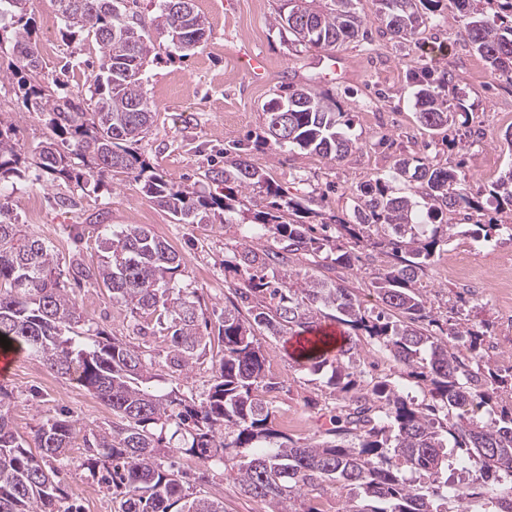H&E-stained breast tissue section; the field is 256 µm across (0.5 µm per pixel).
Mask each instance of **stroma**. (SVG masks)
<instances>
[{"instance_id":"1","label":"stroma","mask_w":512,"mask_h":512,"mask_svg":"<svg viewBox=\"0 0 512 512\" xmlns=\"http://www.w3.org/2000/svg\"><path fill=\"white\" fill-rule=\"evenodd\" d=\"M280 5V0H195L196 11L208 23L207 40L188 54L176 53L147 66L144 91L155 106L157 122L137 143V151L152 171L206 194L213 186L205 171L237 142L241 156L289 196L317 191V210L346 220L352 215L353 191L387 173L397 156L465 172L471 193L483 206L468 219L459 212L449 214L454 234L419 286L440 321L479 315L490 321L498 351H512L506 342L512 329L501 312L512 304V270L500 264L502 255L512 253V210L485 202L488 187L512 168V150L504 140L505 132L512 130V81L494 76L466 46L452 0H446L441 16L427 19L406 40L392 36L377 19L374 0H355L368 35L339 47V54L351 63V73L337 83L325 78L319 65L326 51L291 43L276 23ZM25 9L39 39H53L57 46L48 60L50 69L56 72L64 62H72L75 69L66 76L70 88L88 84L99 62L92 44L47 30V18L57 13L54 0H27ZM248 53L265 59L264 81H253L246 72L243 57ZM425 71L446 77V84L436 90L452 111L467 113V125H452L435 136L422 129L414 94L415 80ZM289 85L309 87L348 113L347 134L361 144V151L338 163L296 147L266 144L263 106ZM0 118L14 123L26 157L24 176L9 193L11 220L49 246L87 329L107 340L116 337L149 347L156 358L164 356L163 343L136 333L135 317L113 303L105 288L73 280L76 264L92 267L100 261L106 230L118 231L127 224L147 226L178 252L185 263L177 276L180 287L185 295H198L206 318L217 322L239 283L224 273L225 257L246 245L236 225L216 217L198 224L177 223L118 176L92 190L45 175L37 166L40 147L50 136L45 118L27 110L9 84L0 85ZM472 219L492 225L488 238L471 235ZM458 262L476 267L480 279L448 275V268ZM261 342L266 373L280 384L269 396L276 429L302 443L329 428L336 395L323 376L298 366L283 338L265 336ZM0 384L13 393L10 415L22 438H31L46 420L66 413L79 420L85 433L112 425L111 410L92 392L28 355L20 356L11 377ZM83 452L84 438L79 435L68 451L71 463L60 473L67 503L80 504L82 512H120V500L78 467ZM191 489L223 502L224 512H267L264 503L241 492L220 469L192 483Z\"/></svg>"}]
</instances>
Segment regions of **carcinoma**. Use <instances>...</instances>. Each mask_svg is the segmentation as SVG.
<instances>
[{
  "label": "carcinoma",
  "instance_id": "carcinoma-1",
  "mask_svg": "<svg viewBox=\"0 0 512 512\" xmlns=\"http://www.w3.org/2000/svg\"><path fill=\"white\" fill-rule=\"evenodd\" d=\"M26 0H0V45L11 46L12 61L0 69L3 80L17 84L27 108L43 114L53 138L39 154L42 172L75 179L85 187L122 174L180 224H193L207 212L234 211L235 195L258 187L279 199L269 211L242 216L243 237L270 232L280 249L247 248L224 261V271L246 274L234 289L248 304L224 307L218 325L219 351L211 356L213 383L206 397L189 401L180 391L144 384L183 373L211 350L201 330L199 301L182 294L176 276L183 258L141 224L112 232L109 256L78 275L101 284L112 300L154 320L168 341L165 361L156 362L140 347L116 337L106 344L86 333L62 331L80 326L78 305L61 281L46 243L4 218L6 192L0 191V336L10 347L39 359L51 371L70 377L93 392L117 421L85 439L88 454L81 466L92 475L109 464L101 483L121 497V512H224L220 503L188 491L189 474L168 454L197 459L198 479L213 466L224 468L246 495L267 504L269 512H321L318 491L334 486L345 493L341 512H448V504L484 505L480 512H512V358L494 359L485 349L482 323L459 319L448 336L436 334L427 300L415 288L432 265L453 225L444 213L472 208L466 175L429 162L398 156L388 174L357 190L353 219L334 225L335 234L317 237L300 221L314 192L289 197L241 156L224 161L205 178L224 186L206 195L159 175L132 149L150 131L155 112L143 91L145 64L159 55L143 34L133 45L123 38L128 22L118 0H72L78 16L60 13L68 38L81 37L99 52V72L86 89L62 88L49 81L34 23L25 17ZM354 0H284L287 13L278 23L294 41L329 53L360 35L364 20ZM378 16L389 32L406 39L427 14L442 11L444 0H376ZM476 0H452L464 41L494 74L512 79V0H485L496 6L493 18ZM156 30L176 52L201 46L206 21L194 0H159ZM94 108L84 105V97ZM423 127L439 131L465 112L448 111L447 102L426 83L416 93ZM267 134L273 145L310 150L338 162L361 150L342 131L349 122L306 86L288 87L285 96L265 105ZM66 147L58 150L57 144ZM23 147L14 129L0 122V180L20 175ZM411 175L420 183L427 223L418 220L413 202L396 188ZM496 207H512V177L500 176L488 190ZM362 251L387 254L392 262L370 273L385 310L367 312L351 289L309 270L289 271L278 282L267 267L286 255L326 257L350 266ZM354 332L336 354L320 349L326 316ZM302 336L308 346L297 358L315 372L331 367L327 384L336 389V426L303 444L273 425L265 394L277 383L267 378L258 334ZM366 339L411 370L435 405L425 409L415 397L381 380L369 390L358 387L359 341ZM10 395L0 388V512H61L64 492L56 463L67 458L76 430L68 419L41 424L26 441L11 426ZM486 408L488 421L468 418L461 409ZM176 446L166 445V428Z\"/></svg>",
  "mask_w": 512,
  "mask_h": 512
}]
</instances>
